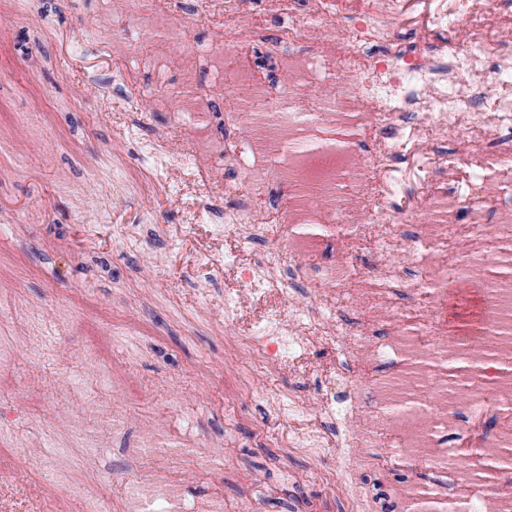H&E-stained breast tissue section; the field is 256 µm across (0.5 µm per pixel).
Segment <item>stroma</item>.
<instances>
[{"label":"stroma","mask_w":512,"mask_h":512,"mask_svg":"<svg viewBox=\"0 0 512 512\" xmlns=\"http://www.w3.org/2000/svg\"><path fill=\"white\" fill-rule=\"evenodd\" d=\"M124 29L144 53L164 34H143L115 14L114 0H0V336L17 345L0 369V512H71L64 485L33 478L37 462L121 502L146 485L163 452L191 449L177 473L173 506L206 512H348L317 473L338 466L327 443L317 459L284 435L302 419L274 417L268 396L313 395L335 379L327 349L257 377L243 399L224 397V366L245 359L235 339L277 299L244 298L224 325L225 289L243 288L235 267L204 265L208 254L241 248L195 220L200 203L224 193L169 172L152 195L131 182L144 170L137 142L167 137L189 144L170 120L167 100L182 89L177 48L163 77L142 72L126 98L113 81L127 58L102 48V25ZM96 346L111 366L100 375L86 356ZM411 464H377L362 481L374 512H394L390 482L422 479Z\"/></svg>","instance_id":"obj_1"}]
</instances>
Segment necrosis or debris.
Masks as SVG:
<instances>
[{"label": "necrosis or debris", "mask_w": 512, "mask_h": 512, "mask_svg": "<svg viewBox=\"0 0 512 512\" xmlns=\"http://www.w3.org/2000/svg\"><path fill=\"white\" fill-rule=\"evenodd\" d=\"M262 3L200 0L220 30L184 43L174 110L202 182L225 167L241 174L224 184L225 236L272 245L244 278L289 304L246 339L238 388L285 352L335 350L344 397L276 394L270 405L335 422L350 512H371L360 474L374 460L427 474L390 486L397 512H450L459 497L468 512H512V183L490 208L448 188L459 155L483 171L512 168V10L427 0L424 35L459 36L406 54L392 44L411 0H308L271 51L287 75L275 87L253 47L265 15L291 3ZM121 11L147 33L187 26L179 0H121ZM200 56L224 92L220 138L196 82ZM365 253L380 266L361 267ZM300 281L319 290L315 310L293 305ZM365 349L375 366L360 372Z\"/></svg>", "instance_id": "necrosis-or-debris-1"}]
</instances>
